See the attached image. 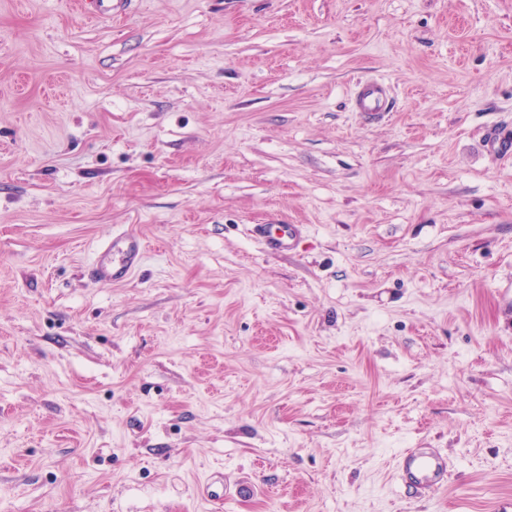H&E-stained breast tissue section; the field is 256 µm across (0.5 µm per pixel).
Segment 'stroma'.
I'll return each mask as SVG.
<instances>
[{"label":"stroma","instance_id":"1","mask_svg":"<svg viewBox=\"0 0 512 512\" xmlns=\"http://www.w3.org/2000/svg\"><path fill=\"white\" fill-rule=\"evenodd\" d=\"M492 128L512 0H0V512H213L215 473L261 488L224 512H512ZM119 230L141 269L90 284ZM128 3V0H79L78 8L88 19H111L112 14H121L120 9ZM353 102L358 112H365L369 116L386 111L389 106V88L380 82L359 87L354 93ZM253 228L256 237L271 254L293 250L302 233V225L299 224H257ZM398 479L410 495L433 493L448 483L450 462L437 448H408L398 458Z\"/></svg>","mask_w":512,"mask_h":512}]
</instances>
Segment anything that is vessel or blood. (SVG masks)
Masks as SVG:
<instances>
[{
  "mask_svg": "<svg viewBox=\"0 0 512 512\" xmlns=\"http://www.w3.org/2000/svg\"><path fill=\"white\" fill-rule=\"evenodd\" d=\"M128 0H78V8L89 19H105L119 14ZM357 111L367 115L386 111L389 88L374 82L360 87L353 97ZM254 233L266 251L279 254L294 249L302 227L298 224H258ZM144 257V243L135 234L120 232L103 243L88 268V278L95 284L117 285L128 281ZM398 479L409 494L420 496L433 493L448 482L450 462L435 448H409L398 458Z\"/></svg>",
  "mask_w": 512,
  "mask_h": 512,
  "instance_id": "b4317fda",
  "label": "vessel or blood"
}]
</instances>
